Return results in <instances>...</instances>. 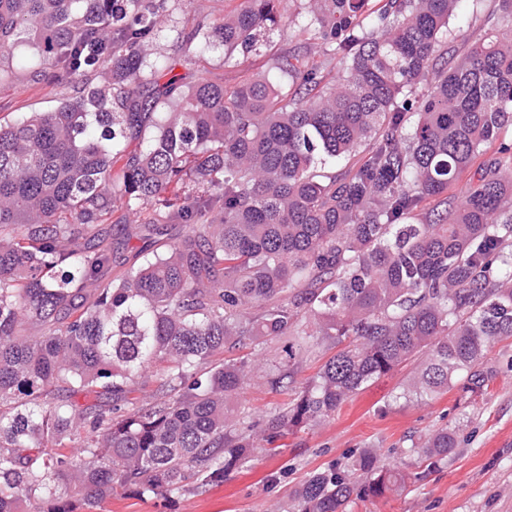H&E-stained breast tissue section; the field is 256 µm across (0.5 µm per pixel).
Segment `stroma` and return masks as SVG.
<instances>
[{"instance_id": "1", "label": "stroma", "mask_w": 512, "mask_h": 512, "mask_svg": "<svg viewBox=\"0 0 512 512\" xmlns=\"http://www.w3.org/2000/svg\"><path fill=\"white\" fill-rule=\"evenodd\" d=\"M497 0H465L450 22L458 38L476 40L495 25ZM302 40L289 29L270 37L237 65L224 62L223 49L207 51L182 69L184 83L216 82L232 88L248 76L266 73L275 53H289ZM73 89L56 70L41 65L28 44H19L10 69L0 73V116L23 118L48 112ZM294 340L279 336L264 344L265 370L295 365L288 388L272 391L257 377L240 390L232 405L240 416L262 426L277 407L292 403L331 357L333 343L313 338L308 351H294ZM420 358L400 365L347 399L333 415L254 448L247 462L219 484L165 499L115 497L95 512H296L294 493L308 476L351 462L361 451L378 450L381 465L399 470L405 485L370 501L353 499L349 512H512V338L496 342L478 364L485 386L468 391L464 377L428 397L407 394ZM455 430L454 451L426 468L416 449L437 429Z\"/></svg>"}]
</instances>
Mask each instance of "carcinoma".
I'll return each instance as SVG.
<instances>
[{"label": "carcinoma", "instance_id": "cac0c4a2", "mask_svg": "<svg viewBox=\"0 0 512 512\" xmlns=\"http://www.w3.org/2000/svg\"><path fill=\"white\" fill-rule=\"evenodd\" d=\"M165 2L0 0V70L26 38L74 88L0 120V512L222 482L424 349L413 392L462 373L481 388L477 364L512 338L511 36L449 46L462 0H238L157 64ZM283 25L304 43L273 77L181 88L192 46L230 63ZM172 223L186 236L156 246ZM134 239L140 264L103 280ZM279 336L340 349L261 429L239 427L251 362L224 354ZM456 446L441 429L420 456ZM403 482L363 451L295 500L346 512Z\"/></svg>", "mask_w": 512, "mask_h": 512}]
</instances>
